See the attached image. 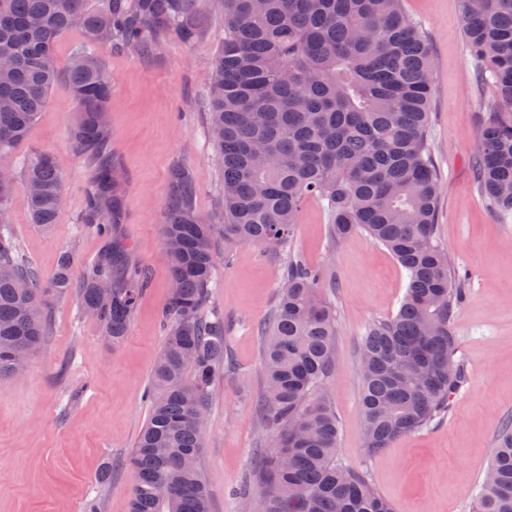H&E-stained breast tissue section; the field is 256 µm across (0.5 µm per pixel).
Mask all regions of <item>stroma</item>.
Returning <instances> with one entry per match:
<instances>
[{"label":"stroma","mask_w":512,"mask_h":512,"mask_svg":"<svg viewBox=\"0 0 512 512\" xmlns=\"http://www.w3.org/2000/svg\"><path fill=\"white\" fill-rule=\"evenodd\" d=\"M207 33L188 45L169 39L157 52L104 50L112 81L107 148L124 192V220L103 236L85 222L95 163L70 141L73 102L66 79L55 84L27 139L13 150L10 230L22 261L49 281L61 251L74 256L82 287L109 240L128 248L149 283L125 339L112 343L75 296L41 310L42 345L25 371L0 381V512H129L138 435L150 415V374L164 341L169 270L161 234L169 178L187 168L199 212L222 208L223 170L207 129L210 68L224 32V0H202ZM421 23L434 58L431 147L444 183L437 234L464 275L454 319L464 381L436 425L395 441L373 457L362 450L358 350L367 326L390 317L407 285L405 270L366 234L332 242L322 202L298 216L293 251L336 280L321 286L336 306L334 371L324 392L339 421L338 460L367 472L396 512H471L499 433L512 422V212L490 210L480 196L475 161L480 130L496 105L478 84L463 35L460 0H403ZM48 153L64 176L58 222L44 232L28 221L23 165ZM215 288L206 307L224 318L233 372L215 385L204 424L202 470L212 512H253L237 494L257 449L269 448L254 411L265 380L261 328L276 302L282 256L214 243Z\"/></svg>","instance_id":"35a3bbf8"}]
</instances>
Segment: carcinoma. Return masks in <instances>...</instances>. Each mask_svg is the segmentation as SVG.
<instances>
[{
	"mask_svg": "<svg viewBox=\"0 0 512 512\" xmlns=\"http://www.w3.org/2000/svg\"><path fill=\"white\" fill-rule=\"evenodd\" d=\"M464 36L497 98L481 129L476 161L483 199L512 211V0H460ZM86 43L65 76L80 121L77 152L95 160L86 223L102 233L121 218L122 184L106 154L111 83L96 50H156L171 36L204 35L201 0H0V155L28 135L60 76L55 41L73 28ZM209 135L224 172V222H206L196 187L177 168L169 183L163 239L170 289L165 339L151 376L150 417L129 460L131 512H211L200 467L197 419L226 371L224 319L203 315L213 290V239L224 253L253 244L284 248L303 202H325L331 237L363 231L407 273L395 315L372 322L360 350L363 451L376 456L430 427L463 382L452 320L461 279L437 238L443 185L430 152L434 59L401 0H224V35L212 59ZM30 223L58 221L62 175L36 153L24 169ZM0 225V378L12 353L46 336L41 308L72 293L73 256L63 252L46 288L16 256ZM323 272L297 257L277 286L263 328L265 387L258 404L272 451L257 455L251 480L264 512H394L367 475L338 462L339 423L322 396L333 366L336 311L317 288ZM112 288L102 300L98 285ZM147 276L117 245L88 273L78 301L119 343L127 336ZM472 512H512V424L504 427Z\"/></svg>",
	"mask_w": 512,
	"mask_h": 512,
	"instance_id": "1",
	"label": "carcinoma"
}]
</instances>
